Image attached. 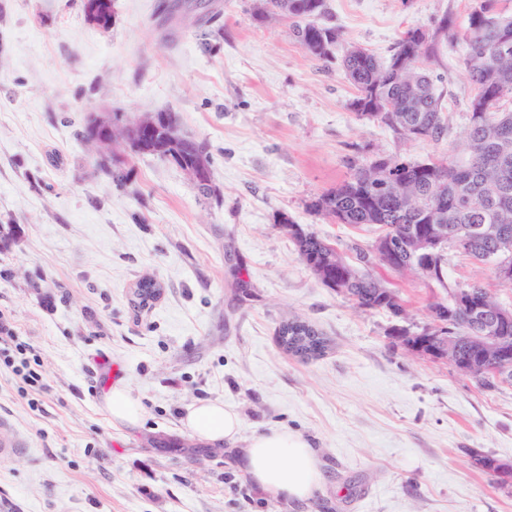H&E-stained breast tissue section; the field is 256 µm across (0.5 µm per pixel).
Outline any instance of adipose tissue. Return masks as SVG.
Masks as SVG:
<instances>
[{"instance_id":"ef3b65f1","label":"adipose tissue","mask_w":512,"mask_h":512,"mask_svg":"<svg viewBox=\"0 0 512 512\" xmlns=\"http://www.w3.org/2000/svg\"><path fill=\"white\" fill-rule=\"evenodd\" d=\"M186 428L198 439L235 444L241 418L232 407L203 401L187 413ZM242 465L261 489L291 500L311 497L322 482L314 448L302 435L287 430L254 434L241 451Z\"/></svg>"}]
</instances>
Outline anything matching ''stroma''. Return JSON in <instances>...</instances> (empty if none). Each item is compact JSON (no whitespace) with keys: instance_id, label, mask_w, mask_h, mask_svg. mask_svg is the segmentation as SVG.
<instances>
[{"instance_id":"stroma-1","label":"stroma","mask_w":512,"mask_h":512,"mask_svg":"<svg viewBox=\"0 0 512 512\" xmlns=\"http://www.w3.org/2000/svg\"><path fill=\"white\" fill-rule=\"evenodd\" d=\"M161 0H114L109 30L82 0H0V311L37 355L47 392L0 366V415L28 442L0 458L9 512H512V487L471 450L512 460V386L484 389L448 361L418 358L387 334L393 318L361 310L297 258L277 222L335 241L354 258L374 228L333 224L307 202L348 178L349 158L451 154L467 126L463 44L429 66L450 114L440 144L358 119L338 64L309 57L258 0H212L165 18ZM340 48L387 59L401 33L470 0H327ZM174 113L204 141L217 197L170 160L124 152L116 186L80 137L87 119L125 123ZM160 296L134 306L142 277ZM423 325L444 296L385 271ZM450 281L512 304L490 267L448 254ZM298 317L328 340L324 356L284 352ZM124 381L143 407L113 424L103 394ZM201 401L232 406L241 439L286 429L317 453L322 482L305 501L256 487L236 450L192 436Z\"/></svg>"}]
</instances>
